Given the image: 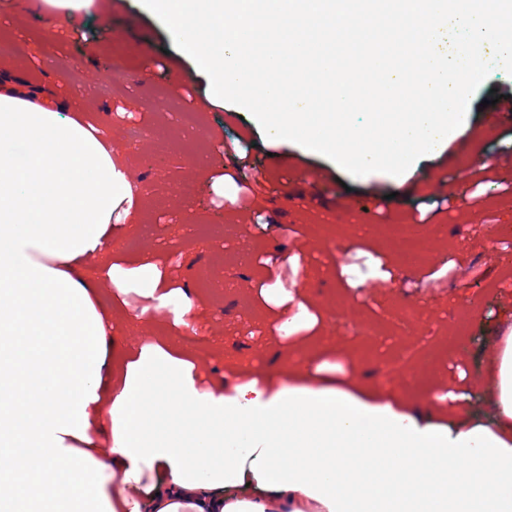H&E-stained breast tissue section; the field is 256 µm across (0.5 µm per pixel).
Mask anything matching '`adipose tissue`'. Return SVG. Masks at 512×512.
Instances as JSON below:
<instances>
[{"instance_id": "adipose-tissue-1", "label": "adipose tissue", "mask_w": 512, "mask_h": 512, "mask_svg": "<svg viewBox=\"0 0 512 512\" xmlns=\"http://www.w3.org/2000/svg\"><path fill=\"white\" fill-rule=\"evenodd\" d=\"M81 110L0 87V512H512V330L485 421L457 388L445 416L298 367L228 397L159 345L118 358L81 268L149 201ZM105 271L139 319L173 302L153 264Z\"/></svg>"}]
</instances>
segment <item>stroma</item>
<instances>
[{
    "label": "stroma",
    "instance_id": "1",
    "mask_svg": "<svg viewBox=\"0 0 512 512\" xmlns=\"http://www.w3.org/2000/svg\"><path fill=\"white\" fill-rule=\"evenodd\" d=\"M12 2L0 12V43L12 46L0 63L43 92L81 96L130 181L153 189L155 205L109 252L128 269L154 264L193 303L183 324L171 309L135 320L149 298L119 292L102 256L88 258L83 274L127 345L177 347L202 336L187 359L202 387L223 381L228 396L298 364L312 385L356 378L426 410L460 379L469 416L490 418L485 361L512 316V254L493 242L512 240V171L496 166L512 149V122H499L490 99L512 92L511 76L494 68L473 94L455 132L473 152L451 143L402 175L354 178L322 155L269 141L236 105H213L204 76L140 0H94L52 38L50 12L35 0ZM117 67L124 79L114 85L108 76ZM183 110L199 114V136L170 127L169 114ZM134 127H161L165 137L134 142ZM239 156L247 167H236ZM192 160L203 166L193 177ZM445 168L462 178L443 191L429 177ZM394 222L422 243L412 261L377 231ZM201 265L222 273L224 287L199 283ZM301 300L307 313L299 318ZM340 341L358 343L356 360L337 355ZM409 342L433 347L435 360L420 357L386 376L381 359Z\"/></svg>",
    "mask_w": 512,
    "mask_h": 512
}]
</instances>
